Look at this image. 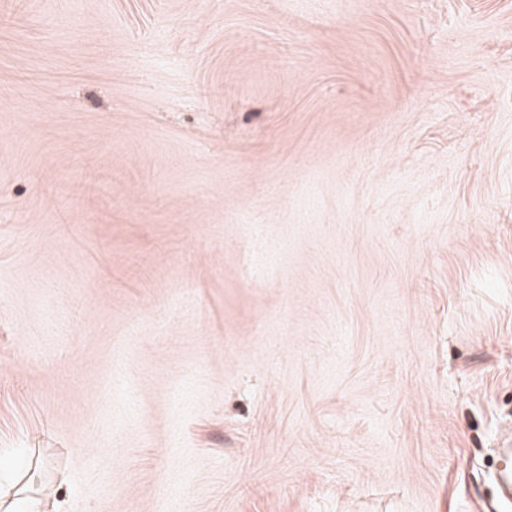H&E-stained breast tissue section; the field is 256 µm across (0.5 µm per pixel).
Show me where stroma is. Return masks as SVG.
I'll list each match as a JSON object with an SVG mask.
<instances>
[{
	"label": "stroma",
	"mask_w": 512,
	"mask_h": 512,
	"mask_svg": "<svg viewBox=\"0 0 512 512\" xmlns=\"http://www.w3.org/2000/svg\"><path fill=\"white\" fill-rule=\"evenodd\" d=\"M512 0H0V483L67 512H503Z\"/></svg>",
	"instance_id": "stroma-1"
}]
</instances>
